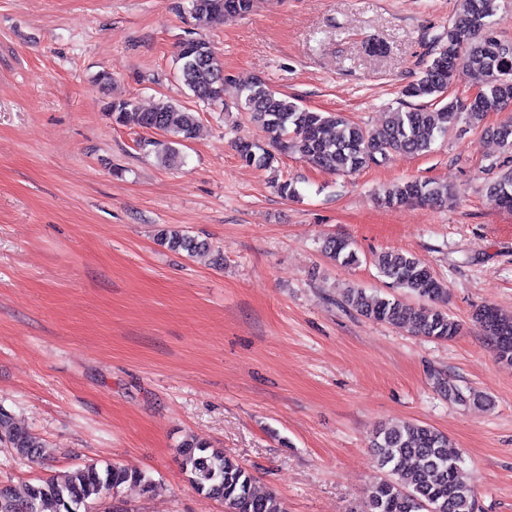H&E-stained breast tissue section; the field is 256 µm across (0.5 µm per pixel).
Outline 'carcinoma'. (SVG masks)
Instances as JSON below:
<instances>
[{
	"label": "carcinoma",
	"instance_id": "cac0c4a2",
	"mask_svg": "<svg viewBox=\"0 0 512 512\" xmlns=\"http://www.w3.org/2000/svg\"><path fill=\"white\" fill-rule=\"evenodd\" d=\"M495 0H461L459 12L448 23L441 44L415 82L403 95L423 99L425 103L408 111L389 113L377 128H368L340 113L315 112L304 108L273 90L262 78H255L241 89L238 106L265 133L271 146L284 154L298 156L306 163L334 174L355 173L387 160L395 153L419 155L430 151L439 134H445L461 114L479 125L486 113L512 105V55L497 53L500 37L495 32ZM257 0H191L190 14L199 27L219 21L226 13L248 15ZM463 49L460 66L467 68L480 85V101L462 106L445 101L451 77L448 61ZM176 78L195 98L203 102L223 101L224 67L210 43L201 39L181 42L177 54ZM107 111L118 125H134L150 130L161 138H144L140 149L174 165L179 159L177 145L196 136L197 113L160 101L143 111L131 98L114 99ZM241 157L259 168L272 165L275 156L256 153L253 145H239ZM449 187L420 179H409L384 192V204L394 208L419 203L436 206L448 195ZM505 209H512V171L488 186ZM157 242L172 250L194 256L209 250V244L183 230L163 226L157 230ZM323 250L333 261L353 265L359 257L352 242L330 237ZM375 266L391 288L412 293L418 303L405 302L393 295L368 294L360 288H348L343 302L363 316L378 322L405 328L416 336L446 341L460 333L461 324L437 304L448 300V288L413 255L384 251L375 258ZM497 358L512 364V317L492 306H482L473 314ZM437 390L448 400L467 405L480 403L482 397L464 392L451 379L435 376ZM0 443L13 448L24 458H37L43 440L21 427L13 415L0 409ZM377 466L384 479L367 494L366 512H479L473 489L461 478L460 459L448 455V436L423 424L380 428L372 442ZM179 463L189 483L208 499L224 505V512H286L273 494L256 491L254 475L220 448H211L195 439L179 447ZM125 484L152 492L154 481L145 472L119 465L100 470L91 465L78 467L63 475L52 476L28 485L24 494L0 486V512H90L108 488Z\"/></svg>",
	"mask_w": 512,
	"mask_h": 512
}]
</instances>
